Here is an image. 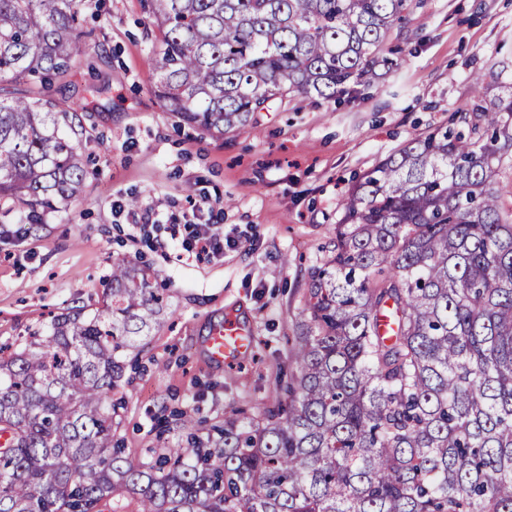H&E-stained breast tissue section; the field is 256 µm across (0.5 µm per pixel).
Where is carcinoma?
Here are the masks:
<instances>
[{"label": "carcinoma", "instance_id": "obj_1", "mask_svg": "<svg viewBox=\"0 0 512 512\" xmlns=\"http://www.w3.org/2000/svg\"><path fill=\"white\" fill-rule=\"evenodd\" d=\"M80 0H0V216L75 198L84 106L41 95L85 50ZM163 108L224 135L276 98L340 100L391 68L413 0H143ZM496 62L452 123L352 185L310 269L288 400L233 409L135 464L112 393L166 313L149 268L112 265L85 308L0 357V512H512V86ZM39 91L18 92L23 80Z\"/></svg>", "mask_w": 512, "mask_h": 512}]
</instances>
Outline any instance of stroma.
<instances>
[{"label": "stroma", "mask_w": 512, "mask_h": 512, "mask_svg": "<svg viewBox=\"0 0 512 512\" xmlns=\"http://www.w3.org/2000/svg\"><path fill=\"white\" fill-rule=\"evenodd\" d=\"M79 28L86 52L50 95L86 106L88 175L75 199L0 238V344L89 304L114 262L150 266L167 316L120 389L116 430L140 463L180 439L173 411L194 410L206 431L232 409L258 413L276 377L295 373L308 272L326 255L349 186L465 108L488 59L512 82V0H415L389 37L395 64L381 79L340 102L272 100L221 137L163 108L150 65L157 32L141 0H82ZM133 197L137 207L116 214ZM203 197L210 210L193 213ZM187 222L223 225L239 245L175 259L167 227ZM231 313L250 324L254 345L219 366L206 341Z\"/></svg>", "instance_id": "stroma-1"}]
</instances>
